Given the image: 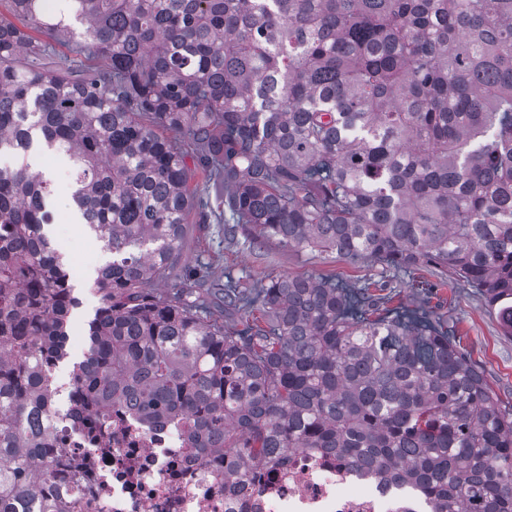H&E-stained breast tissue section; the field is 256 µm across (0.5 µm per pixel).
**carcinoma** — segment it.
I'll return each instance as SVG.
<instances>
[{
    "instance_id": "carcinoma-1",
    "label": "carcinoma",
    "mask_w": 512,
    "mask_h": 512,
    "mask_svg": "<svg viewBox=\"0 0 512 512\" xmlns=\"http://www.w3.org/2000/svg\"><path fill=\"white\" fill-rule=\"evenodd\" d=\"M0 20V512H67L40 423L73 296L48 236V180L112 258L69 405L182 425L224 489L297 451L332 452L421 489L431 512H512V406L419 301L388 281L224 283L157 296L197 188L158 130L183 133L233 223L477 289L512 335V0H11ZM82 39L109 74L44 62L33 36ZM379 292H374V289Z\"/></svg>"
}]
</instances>
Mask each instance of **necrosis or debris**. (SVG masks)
<instances>
[{
    "label": "necrosis or debris",
    "instance_id": "1",
    "mask_svg": "<svg viewBox=\"0 0 512 512\" xmlns=\"http://www.w3.org/2000/svg\"><path fill=\"white\" fill-rule=\"evenodd\" d=\"M51 457L59 485L73 484L69 512H428L424 493L371 467H351L334 454L298 452L286 465L248 474L224 489V458L199 456L182 429L146 424L135 412L51 413Z\"/></svg>",
    "mask_w": 512,
    "mask_h": 512
}]
</instances>
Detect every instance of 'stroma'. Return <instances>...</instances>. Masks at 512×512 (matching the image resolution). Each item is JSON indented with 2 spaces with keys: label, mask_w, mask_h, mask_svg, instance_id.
I'll use <instances>...</instances> for the list:
<instances>
[{
  "label": "stroma",
  "mask_w": 512,
  "mask_h": 512,
  "mask_svg": "<svg viewBox=\"0 0 512 512\" xmlns=\"http://www.w3.org/2000/svg\"><path fill=\"white\" fill-rule=\"evenodd\" d=\"M30 163L32 171L42 173L51 183L50 203L58 213V221L49 225L48 233L54 244L65 245L67 249L80 300L70 318L67 357L61 364L62 372L67 374L73 363L83 357L84 329L100 305L92 284L97 268L107 261L108 255L101 242L79 224L70 205L73 168L69 161L51 152H41L32 156ZM193 183L206 207L204 211L194 210L187 215L182 260L177 270L157 283L158 293L166 295L188 290L200 276L218 285L231 279L240 287L256 288L269 278L283 275L332 277L356 286L384 275L391 280L397 299L406 303L412 301L408 273L386 272L380 264L366 260L287 248L272 239H262L251 245L240 238H225V215L213 190L207 189L202 170H195ZM419 275L434 284L428 295L430 309L456 323L462 352L484 371L501 401L512 405V335L505 334L496 314L485 306L474 289L452 279H438L435 271L430 269L420 270Z\"/></svg>",
  "instance_id": "1"
}]
</instances>
